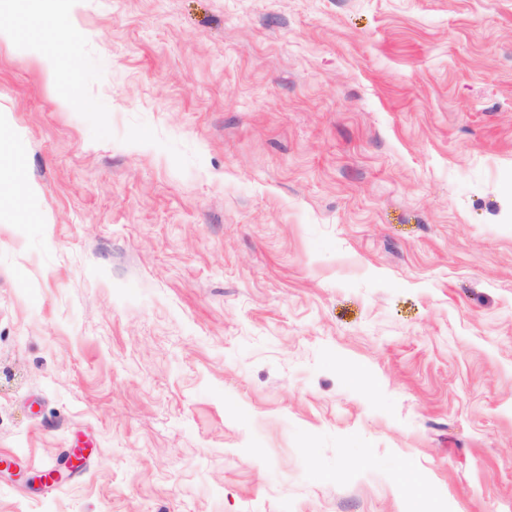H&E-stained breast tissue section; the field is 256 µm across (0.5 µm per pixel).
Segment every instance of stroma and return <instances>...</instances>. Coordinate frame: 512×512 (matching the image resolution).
<instances>
[{"mask_svg":"<svg viewBox=\"0 0 512 512\" xmlns=\"http://www.w3.org/2000/svg\"><path fill=\"white\" fill-rule=\"evenodd\" d=\"M62 16L0 41V512H512V0Z\"/></svg>","mask_w":512,"mask_h":512,"instance_id":"35a3bbf8","label":"stroma"}]
</instances>
